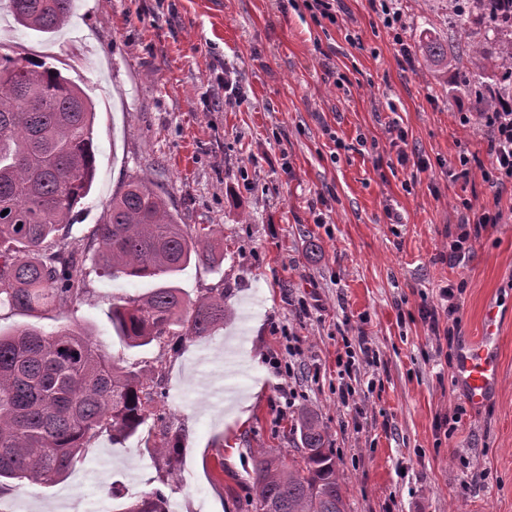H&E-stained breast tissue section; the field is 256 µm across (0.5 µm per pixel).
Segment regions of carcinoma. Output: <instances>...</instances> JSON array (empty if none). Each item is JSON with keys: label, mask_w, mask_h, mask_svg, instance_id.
<instances>
[{"label": "carcinoma", "mask_w": 512, "mask_h": 512, "mask_svg": "<svg viewBox=\"0 0 512 512\" xmlns=\"http://www.w3.org/2000/svg\"><path fill=\"white\" fill-rule=\"evenodd\" d=\"M8 7L16 24L52 37L68 24L74 0H8ZM448 9L493 23L492 48L469 41L465 74L473 87H497L479 99L478 111L490 112L512 91V0H448ZM419 52L427 65L452 67L448 46L436 39L425 38ZM94 118L92 101L59 68L0 51V305L35 312L77 299L86 255L66 249L61 230L92 187ZM209 232L180 223L149 178L132 180L96 225L95 263L115 279H159L193 261L213 262ZM225 315L222 289L190 301L180 289L159 285L114 306L112 326L130 346L145 347L209 336ZM157 388L82 328L26 325L0 333V491L13 480L57 482L105 430L114 441L133 437L153 416ZM161 436V450L172 461L180 436L167 428ZM299 437L298 460L254 457L260 512H345L326 428L304 413ZM166 503L154 489L122 512H168Z\"/></svg>", "instance_id": "obj_1"}]
</instances>
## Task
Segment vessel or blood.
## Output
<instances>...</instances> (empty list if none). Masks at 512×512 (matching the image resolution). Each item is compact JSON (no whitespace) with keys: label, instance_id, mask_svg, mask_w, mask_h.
Segmentation results:
<instances>
[{"label":"vessel or blood","instance_id":"obj_1","mask_svg":"<svg viewBox=\"0 0 512 512\" xmlns=\"http://www.w3.org/2000/svg\"><path fill=\"white\" fill-rule=\"evenodd\" d=\"M496 307H487L482 332L464 344L454 366L455 381L471 408L481 409L500 380L499 320Z\"/></svg>","mask_w":512,"mask_h":512}]
</instances>
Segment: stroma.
I'll return each instance as SVG.
<instances>
[{
	"mask_svg": "<svg viewBox=\"0 0 512 512\" xmlns=\"http://www.w3.org/2000/svg\"><path fill=\"white\" fill-rule=\"evenodd\" d=\"M396 7L403 44L414 52L436 37L454 68L403 63L370 0H338L334 24L302 0H76L53 38L13 22L0 30L10 54L55 64L94 103L96 177L67 246L89 250L113 195L150 177L182 223L224 242L223 259L190 264L172 284L190 300L223 289L227 308L212 335L129 347L112 307L155 283L91 261L71 306L34 318L1 305V332L85 328L121 365L157 378L162 395L148 440L102 433L52 486L13 481L0 512H120L124 495L156 488L169 512H258L253 456L296 458L305 411L328 431L347 512H512V188L483 181L488 137L459 121L478 101L448 0ZM228 75L244 101H225ZM421 158L431 167L420 173ZM467 203L499 206L503 218L452 265ZM449 284L461 289L460 325L440 349L418 309ZM490 303L501 385L476 411L454 362ZM360 335L376 365L359 353L339 374L344 338ZM273 356L289 374L274 372ZM454 413L453 433L437 429ZM165 425L182 436L172 462L155 450Z\"/></svg>",
	"mask_w": 512,
	"mask_h": 512,
	"instance_id": "35a3bbf8",
	"label": "stroma"
}]
</instances>
